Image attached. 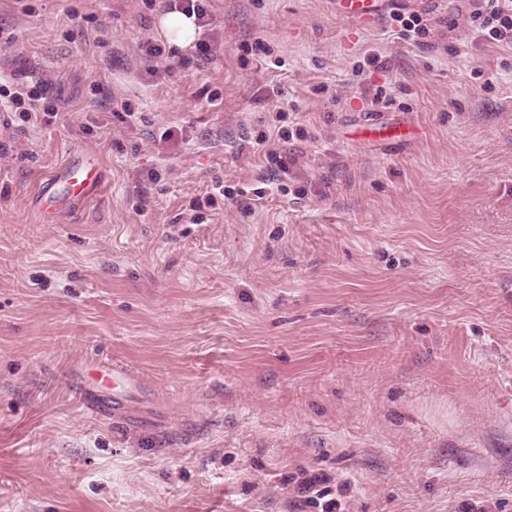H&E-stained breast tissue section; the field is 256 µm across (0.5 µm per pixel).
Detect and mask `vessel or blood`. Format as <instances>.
<instances>
[{
    "label": "vessel or blood",
    "mask_w": 512,
    "mask_h": 512,
    "mask_svg": "<svg viewBox=\"0 0 512 512\" xmlns=\"http://www.w3.org/2000/svg\"><path fill=\"white\" fill-rule=\"evenodd\" d=\"M384 3L385 0H336V10L345 17L369 23L380 15ZM102 182V172L94 159L84 153L75 154L42 179L31 198L30 209L38 219H52L88 199Z\"/></svg>",
    "instance_id": "vessel-or-blood-1"
}]
</instances>
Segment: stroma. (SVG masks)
I'll list each match as a JSON object with an SVG mask.
<instances>
[{"label": "stroma", "mask_w": 512, "mask_h": 512, "mask_svg": "<svg viewBox=\"0 0 512 512\" xmlns=\"http://www.w3.org/2000/svg\"><path fill=\"white\" fill-rule=\"evenodd\" d=\"M168 11L0 0V77L58 105L0 123V512H318L314 475L342 512H512V46L460 0H208L202 56ZM76 150L104 193L39 223ZM336 11L347 18L363 23L373 22L388 0H335ZM392 21L398 28L396 34L400 39L415 40L427 33V24L424 23L423 17L419 14L394 13Z\"/></svg>", "instance_id": "1"}]
</instances>
